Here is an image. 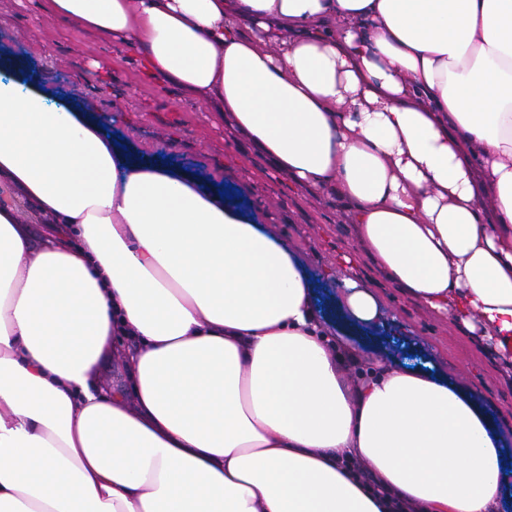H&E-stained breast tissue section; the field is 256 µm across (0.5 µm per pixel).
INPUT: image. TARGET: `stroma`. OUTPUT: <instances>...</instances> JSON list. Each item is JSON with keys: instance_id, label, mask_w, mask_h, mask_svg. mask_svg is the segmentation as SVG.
Listing matches in <instances>:
<instances>
[{"instance_id": "stroma-1", "label": "stroma", "mask_w": 512, "mask_h": 512, "mask_svg": "<svg viewBox=\"0 0 512 512\" xmlns=\"http://www.w3.org/2000/svg\"><path fill=\"white\" fill-rule=\"evenodd\" d=\"M1 57L41 72L52 101L96 116L123 146L222 192L229 206L287 241L312 285L318 317L338 336L350 380L383 359L408 360L455 380L497 427L512 476V360L390 283L362 250L350 211L275 173L223 113L146 80L129 52L61 26L43 0H0ZM343 253L353 256L355 277L380 300L375 322L356 321L341 305L344 289L332 270Z\"/></svg>"}]
</instances>
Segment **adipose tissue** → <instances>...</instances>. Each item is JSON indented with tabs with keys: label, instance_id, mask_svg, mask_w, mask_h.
<instances>
[{
	"label": "adipose tissue",
	"instance_id": "ef3b65f1",
	"mask_svg": "<svg viewBox=\"0 0 512 512\" xmlns=\"http://www.w3.org/2000/svg\"><path fill=\"white\" fill-rule=\"evenodd\" d=\"M44 10L227 115L352 210L391 283L512 354V0ZM40 81H0V512H502L474 397L400 364L350 384L285 240ZM351 271L344 305L376 321ZM99 382L106 390L113 387H121L125 384V367L122 352L117 349V353L110 360L104 363L98 375Z\"/></svg>",
	"mask_w": 512,
	"mask_h": 512
}]
</instances>
